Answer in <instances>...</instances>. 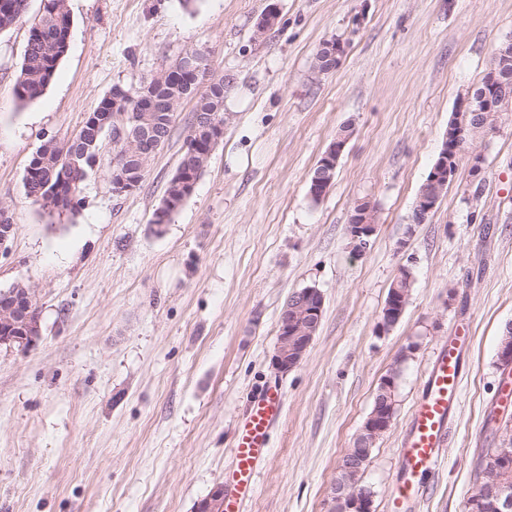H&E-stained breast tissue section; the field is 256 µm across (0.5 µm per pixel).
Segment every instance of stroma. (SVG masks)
<instances>
[{"instance_id": "obj_1", "label": "stroma", "mask_w": 512, "mask_h": 512, "mask_svg": "<svg viewBox=\"0 0 512 512\" xmlns=\"http://www.w3.org/2000/svg\"><path fill=\"white\" fill-rule=\"evenodd\" d=\"M272 3L279 19L257 34ZM40 6L28 0L0 32V207L15 225L0 289L34 288L41 325L28 348H0V512H195L223 486L253 396L274 385L284 411L245 512H331L338 462L391 374L395 414L360 479L373 512H389L425 374L466 326L448 446L406 510L465 512L480 455L512 443L498 361L512 322V107L466 142L425 223L411 215L461 99L512 36V0H68L67 52L24 106L13 89ZM332 39L341 61L318 72ZM193 50L224 78V135L163 230L152 218L185 150L189 101L133 192L112 191L108 141L75 218L27 198L25 168L45 140L76 133L113 86L136 90ZM346 125L334 181L312 202L310 175ZM364 201L378 229L358 254L348 225ZM404 267L405 312L380 330ZM306 287L323 295L322 320L282 374L280 315Z\"/></svg>"}]
</instances>
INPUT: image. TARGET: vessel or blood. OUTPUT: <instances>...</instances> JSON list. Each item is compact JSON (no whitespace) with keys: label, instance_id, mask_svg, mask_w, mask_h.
<instances>
[{"label":"vessel or blood","instance_id":"1","mask_svg":"<svg viewBox=\"0 0 512 512\" xmlns=\"http://www.w3.org/2000/svg\"><path fill=\"white\" fill-rule=\"evenodd\" d=\"M469 342L466 334L452 337L430 364L422 396L400 442L393 505L417 495L421 476L438 465L447 446L449 423L459 405L462 351ZM281 415L282 406L274 390H266L252 400L234 435L232 460L224 475V512H244L256 489V471L268 454L269 430Z\"/></svg>","mask_w":512,"mask_h":512}]
</instances>
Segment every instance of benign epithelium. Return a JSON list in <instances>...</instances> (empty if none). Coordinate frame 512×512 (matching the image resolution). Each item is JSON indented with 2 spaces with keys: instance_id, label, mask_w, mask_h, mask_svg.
Segmentation results:
<instances>
[{
  "instance_id": "obj_1",
  "label": "benign epithelium",
  "mask_w": 512,
  "mask_h": 512,
  "mask_svg": "<svg viewBox=\"0 0 512 512\" xmlns=\"http://www.w3.org/2000/svg\"><path fill=\"white\" fill-rule=\"evenodd\" d=\"M279 17L278 5H269L256 25V33L264 34L272 28ZM512 58L505 51H496L490 68L484 74L485 83L492 87L493 96L485 99L484 107L492 111H504L512 105V78L508 75ZM205 132L207 145L211 146L223 137L224 125L213 117H208L201 129L195 130L188 140L190 152H198L201 146L200 132ZM347 141L336 140L330 144L322 155L320 166L323 170H335L338 160L343 153ZM136 183L132 173L123 166L112 171V191L118 195L130 193ZM377 232V225L358 219L349 225V233L353 240L366 248L370 239ZM36 298L32 288H17L6 293L0 301V318L4 324H12L17 300ZM407 305V293L400 288L391 289L387 303L382 311L379 328L386 331L396 325L402 318ZM324 298L316 288H305L295 293L285 304L279 324V333L275 346L273 363L277 371L287 373L296 368L304 359L316 334L323 313ZM26 333L23 336H8L0 334V347L25 348L32 344L40 335V317H27L25 320ZM395 381L392 375H387L380 383V398L374 410L362 424L351 448L343 454L341 466L343 471L361 473L363 464L368 460L371 447L376 439L390 426L393 418L391 409L392 392ZM512 472V448H496L489 465L479 468L476 480L475 503L487 506L489 512H512V494L505 488L504 479ZM333 509L336 512H371V494L358 492L343 481H336L332 487ZM196 512H224V491L217 488L212 495L198 503Z\"/></svg>"
}]
</instances>
